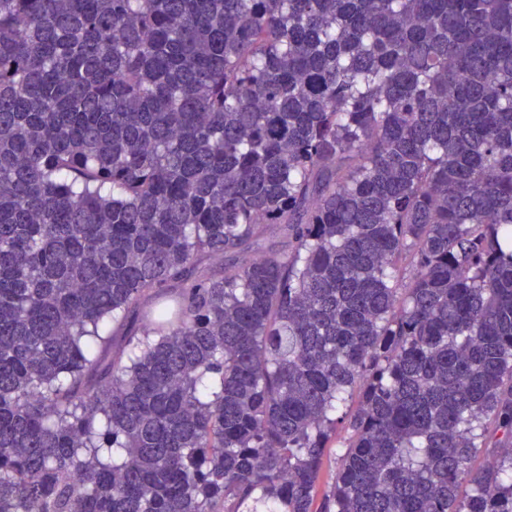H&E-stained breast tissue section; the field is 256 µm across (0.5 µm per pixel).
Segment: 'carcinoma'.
<instances>
[{
	"label": "carcinoma",
	"mask_w": 512,
	"mask_h": 512,
	"mask_svg": "<svg viewBox=\"0 0 512 512\" xmlns=\"http://www.w3.org/2000/svg\"><path fill=\"white\" fill-rule=\"evenodd\" d=\"M503 439L512 0H0V512H512ZM341 448H327L323 457L317 489V505L320 504L323 492L334 482L339 470Z\"/></svg>",
	"instance_id": "carcinoma-1"
}]
</instances>
